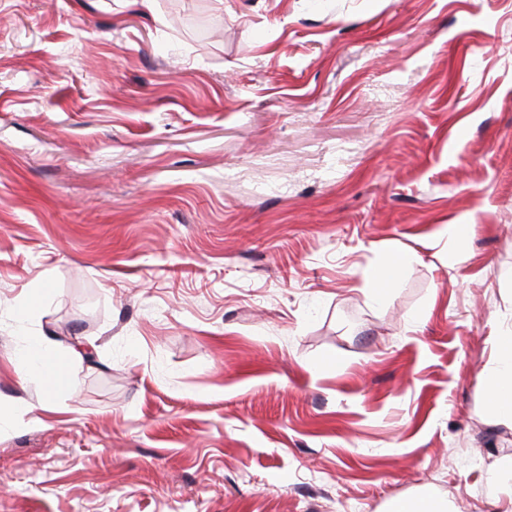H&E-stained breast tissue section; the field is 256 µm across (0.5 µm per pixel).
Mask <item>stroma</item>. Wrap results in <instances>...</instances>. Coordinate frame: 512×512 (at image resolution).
I'll return each mask as SVG.
<instances>
[{"label": "stroma", "instance_id": "obj_1", "mask_svg": "<svg viewBox=\"0 0 512 512\" xmlns=\"http://www.w3.org/2000/svg\"><path fill=\"white\" fill-rule=\"evenodd\" d=\"M510 332L512 0H0V512H512ZM15 360L22 375L46 378L51 383L49 387L60 381L72 384L75 378L71 357L52 350L51 342L45 336H32L26 346L16 352ZM498 358L490 392L491 405L500 416L512 418V336L502 338ZM391 512H446L441 501L434 497H424L418 500L398 501Z\"/></svg>", "mask_w": 512, "mask_h": 512}]
</instances>
